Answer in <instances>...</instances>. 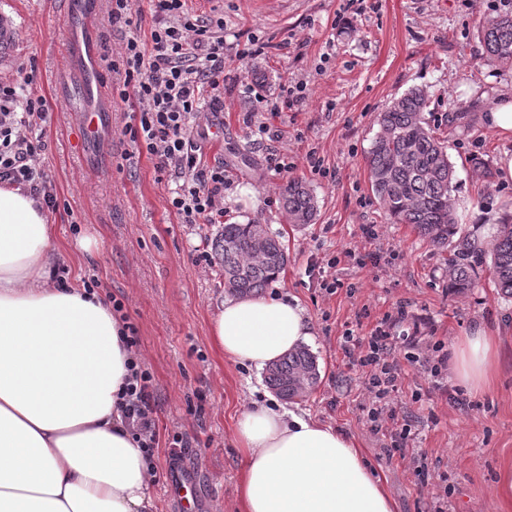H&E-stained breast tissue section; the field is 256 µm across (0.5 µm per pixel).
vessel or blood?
Returning <instances> with one entry per match:
<instances>
[{
    "instance_id": "obj_1",
    "label": "vessel or blood",
    "mask_w": 512,
    "mask_h": 512,
    "mask_svg": "<svg viewBox=\"0 0 512 512\" xmlns=\"http://www.w3.org/2000/svg\"><path fill=\"white\" fill-rule=\"evenodd\" d=\"M63 6L69 19L65 53L76 69L81 94L90 102L89 107L77 111L76 118L87 137L92 139L111 109L99 80L98 50L90 26L99 10L100 0H64Z\"/></svg>"
}]
</instances>
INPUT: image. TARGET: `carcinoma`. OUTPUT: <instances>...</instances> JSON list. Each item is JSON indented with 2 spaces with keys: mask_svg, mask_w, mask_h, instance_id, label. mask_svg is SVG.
I'll return each mask as SVG.
<instances>
[{
  "mask_svg": "<svg viewBox=\"0 0 512 512\" xmlns=\"http://www.w3.org/2000/svg\"><path fill=\"white\" fill-rule=\"evenodd\" d=\"M483 65L512 70V15L485 16L481 22ZM427 94L413 88L380 113L367 156L371 190L395 224H410L435 249L448 253L444 277L448 291L462 295L488 277L497 294L512 298V217L485 238L458 224L452 203L455 170L445 143L424 118ZM291 224H308L316 214L309 186L295 178L282 193ZM224 286L241 294L265 288L283 269L287 255L265 224H225L212 242ZM269 385L283 398L309 394L318 383L314 355L304 346L268 371Z\"/></svg>",
  "mask_w": 512,
  "mask_h": 512,
  "instance_id": "obj_1",
  "label": "carcinoma"
}]
</instances>
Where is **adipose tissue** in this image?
Wrapping results in <instances>:
<instances>
[{
	"mask_svg": "<svg viewBox=\"0 0 512 512\" xmlns=\"http://www.w3.org/2000/svg\"><path fill=\"white\" fill-rule=\"evenodd\" d=\"M54 227L21 187L0 183V512H153L150 466L121 423L133 354L98 294L59 285ZM311 334L297 301L225 297L211 340L263 371ZM497 348L477 330L456 370L474 392L495 381ZM244 512H396L354 440L262 393L237 421Z\"/></svg>",
	"mask_w": 512,
	"mask_h": 512,
	"instance_id": "1",
	"label": "adipose tissue"
}]
</instances>
